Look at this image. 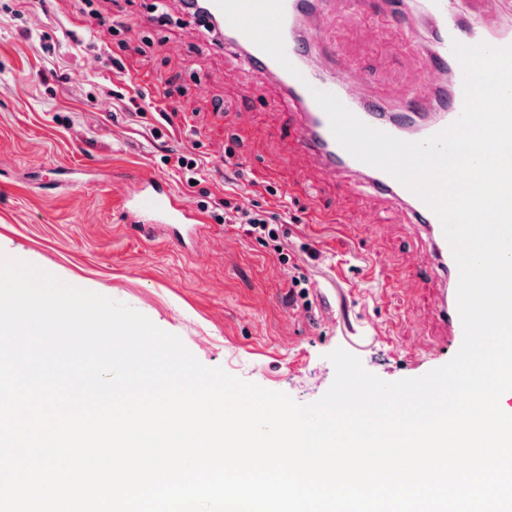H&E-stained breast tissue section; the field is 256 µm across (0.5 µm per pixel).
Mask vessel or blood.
Masks as SVG:
<instances>
[{"label":"vessel or blood","mask_w":512,"mask_h":512,"mask_svg":"<svg viewBox=\"0 0 512 512\" xmlns=\"http://www.w3.org/2000/svg\"><path fill=\"white\" fill-rule=\"evenodd\" d=\"M205 5L208 19L217 21L221 28L225 45L239 52L247 62L254 77L250 91H259L269 83L284 90L294 111L290 135L297 146L315 154L333 175H348L364 181L371 192L394 201L407 212L413 223L421 226L430 243L424 264L445 285L444 292L436 302L435 312L445 326L452 348L460 349L464 333L457 311L459 274L439 219L394 177L350 155L335 139L328 116L313 96L317 90L333 93L367 125L398 138L403 135L400 126L388 118L389 107L386 103L366 99L362 87L340 78L334 70L312 69L306 65L305 59L311 45L300 31L299 20L304 14L325 11V0H284L283 37L286 54L292 63L288 70L234 28L214 0H205ZM420 7L433 22V59L440 68L453 75L448 101L444 106L446 115L420 130L419 136L424 139L449 126L462 112L463 70L452 52L453 42L472 45L486 41L488 27L483 13L477 9L472 11L466 23H459L455 17V0H422ZM131 183V191L124 199L122 209L135 222L186 226L199 224V214L166 181L137 174L132 177Z\"/></svg>","instance_id":"vessel-or-blood-1"}]
</instances>
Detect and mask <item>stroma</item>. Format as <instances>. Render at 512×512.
Instances as JSON below:
<instances>
[{
	"mask_svg": "<svg viewBox=\"0 0 512 512\" xmlns=\"http://www.w3.org/2000/svg\"><path fill=\"white\" fill-rule=\"evenodd\" d=\"M155 2L0 0V251L144 314L203 365L302 404L330 388L339 347L387 382L440 367L417 352L444 335L442 285L420 265L425 234L365 188L338 189L286 137L284 92L250 94L243 59L178 0L160 13ZM92 11L110 26L88 29ZM306 33L343 70L368 68L367 96L393 109L414 89L432 108L448 97L429 70V22L413 11L390 24L330 0ZM177 152L200 160L195 186L167 163ZM228 156L241 178L225 179ZM135 173L167 181L198 212L188 246L123 212ZM228 188L280 225L283 252L225 223ZM375 265L403 283L405 301L368 280Z\"/></svg>",
	"mask_w": 512,
	"mask_h": 512,
	"instance_id": "obj_1",
	"label": "stroma"
}]
</instances>
